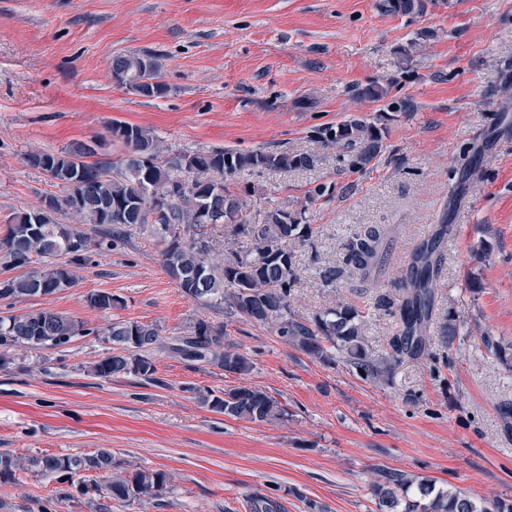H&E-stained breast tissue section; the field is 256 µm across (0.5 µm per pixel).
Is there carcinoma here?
<instances>
[{"mask_svg": "<svg viewBox=\"0 0 512 512\" xmlns=\"http://www.w3.org/2000/svg\"><path fill=\"white\" fill-rule=\"evenodd\" d=\"M428 0H380L390 15L422 14ZM159 63L151 53H127L112 58V76L124 87L136 86L143 96L159 98L168 87L159 80ZM392 83L372 82L358 96L373 102L386 99ZM111 138L127 153L118 160H101L86 144L60 152H31L27 162L47 174L59 193L44 197L42 205L18 213L8 220L7 234L0 240V264L8 270L39 268L23 275L0 279V301L50 296L76 285L75 269L92 264V256L124 239L133 225L165 227L161 238V263L168 276L188 299L207 307L227 308L251 321L265 322L276 316L275 332L286 343L312 359L332 360L331 350L341 354L357 374L379 380L402 358L426 350V328L433 314L431 284L437 276L435 240L415 252L401 286L405 290L395 315L399 334L390 342L385 357L371 354L362 335L360 314L346 303L324 309L311 320L290 312L289 296L297 280L295 249L308 237L303 217L283 208L269 210L263 221L247 219L245 200L230 190V182L245 171L258 169H303L312 164L304 153L275 150L210 153H171L151 131L130 124H113ZM321 143L330 149H345L349 166L362 169L382 150V134L376 124L350 117L317 130ZM166 195L164 214L152 218L150 198ZM224 218L232 231L250 238L245 255L235 254L216 264L211 214ZM72 220L65 224L61 219ZM391 228L367 226L346 245V263L359 283L375 280L387 253ZM101 312L123 306L107 293L85 297ZM105 336L112 344L106 355L91 363L87 373L104 381L133 375L148 383L157 382L150 353L156 349L188 363H205L227 372L245 373L248 357L224 342V326L198 318L189 336L163 343L160 329L152 323L116 321L106 327L89 328L84 323L49 309L0 315V349L48 350L73 342L78 337ZM198 399L211 411L230 418L266 422L285 416L286 411L267 391L235 387L219 392H198ZM18 471L41 475L66 474L75 491L87 496L128 501L156 496L167 488L171 476L163 471H121L112 450L100 448L90 455L28 457L0 456V478ZM378 512H512V501L497 498L476 502L460 491H443L424 482L414 483L405 475L384 472L371 485ZM249 512H274L277 505L263 494L247 498Z\"/></svg>", "mask_w": 512, "mask_h": 512, "instance_id": "obj_1", "label": "carcinoma"}]
</instances>
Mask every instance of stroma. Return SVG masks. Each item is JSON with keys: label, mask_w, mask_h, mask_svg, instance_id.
Instances as JSON below:
<instances>
[{"label": "stroma", "mask_w": 512, "mask_h": 512, "mask_svg": "<svg viewBox=\"0 0 512 512\" xmlns=\"http://www.w3.org/2000/svg\"><path fill=\"white\" fill-rule=\"evenodd\" d=\"M378 0H0V237L8 219L53 193L33 150L58 152L106 135L113 123L150 129L179 153L274 148L309 154L300 170L243 172L247 215L304 211L311 234L296 250L290 309L311 319L353 305L384 356L399 329L382 302L425 240L438 241L426 355L389 377L359 376L343 359L322 363L286 344L273 323L211 311L184 297L161 265L163 243L134 225L77 269L75 287L17 301L105 328L154 323L163 339L189 335L195 318L223 326L252 362L237 374L153 352L159 385L135 376L101 381L90 363L100 336L52 350L6 352L0 369V454L82 455L111 449L121 469L171 474L159 496L134 501L77 495L65 476L19 472L0 481V512H248L247 495L277 512H377L371 484L394 471L479 500L512 499V0H433L421 15L382 13ZM423 42L406 65L398 49ZM150 52L168 86L160 98L118 85L114 56ZM392 83L408 112L358 99ZM381 128L382 151L351 172L318 141L348 117ZM478 165L463 172L466 159ZM332 186L310 203L307 189ZM366 224L393 226L383 273L351 288L345 246ZM339 276L327 282L325 267ZM124 307L101 312L87 294ZM454 315L458 336L441 343ZM500 346L486 350L482 336ZM256 387L286 415L266 422L210 412L190 387Z\"/></svg>", "instance_id": "35a3bbf8"}]
</instances>
